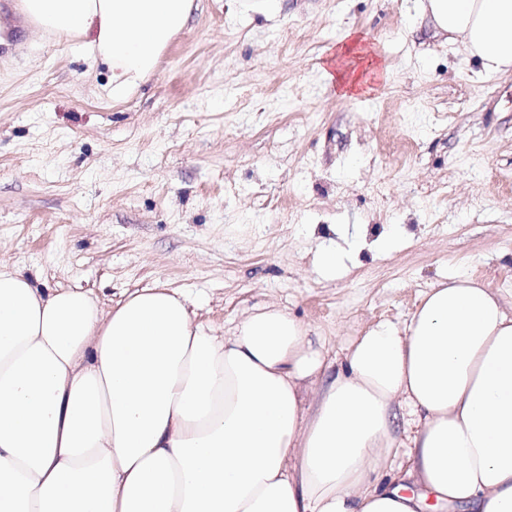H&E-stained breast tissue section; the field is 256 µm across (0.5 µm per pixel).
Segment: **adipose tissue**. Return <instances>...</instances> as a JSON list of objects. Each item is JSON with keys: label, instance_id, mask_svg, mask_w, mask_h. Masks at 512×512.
<instances>
[{"label": "adipose tissue", "instance_id": "ef3b65f1", "mask_svg": "<svg viewBox=\"0 0 512 512\" xmlns=\"http://www.w3.org/2000/svg\"><path fill=\"white\" fill-rule=\"evenodd\" d=\"M193 0H19L28 25L87 38L122 99ZM486 76L512 71V0H421ZM354 32L329 84L347 69ZM162 284L110 310L0 266V512H421L425 494L512 512V312L467 278L382 321L328 375L323 344L278 308L224 335ZM317 393H310L311 385ZM423 494L405 495L398 449Z\"/></svg>", "mask_w": 512, "mask_h": 512}]
</instances>
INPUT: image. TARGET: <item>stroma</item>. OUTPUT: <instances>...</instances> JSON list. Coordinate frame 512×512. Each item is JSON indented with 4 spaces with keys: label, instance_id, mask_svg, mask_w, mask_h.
<instances>
[{
    "label": "stroma",
    "instance_id": "1",
    "mask_svg": "<svg viewBox=\"0 0 512 512\" xmlns=\"http://www.w3.org/2000/svg\"><path fill=\"white\" fill-rule=\"evenodd\" d=\"M0 0V264L108 310L160 281L216 334L288 311L328 359L458 277L512 311V74L419 0H194L124 100ZM366 92L325 62L347 30ZM392 238L388 249L379 238ZM341 247L345 270L319 271ZM358 44L356 33L348 31L341 41V46L336 50V57L331 62V68L324 70L326 80L329 84L336 86L338 94L343 98L353 97L363 86V82L355 76L354 70L349 72L346 69L350 63L346 57H352L361 52Z\"/></svg>",
    "mask_w": 512,
    "mask_h": 512
}]
</instances>
